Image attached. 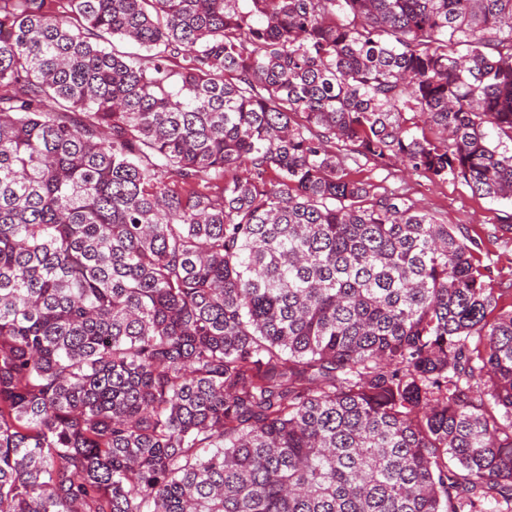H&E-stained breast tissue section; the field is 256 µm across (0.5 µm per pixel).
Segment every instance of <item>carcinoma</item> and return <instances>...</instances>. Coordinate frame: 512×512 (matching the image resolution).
Instances as JSON below:
<instances>
[{
    "mask_svg": "<svg viewBox=\"0 0 512 512\" xmlns=\"http://www.w3.org/2000/svg\"><path fill=\"white\" fill-rule=\"evenodd\" d=\"M505 140L512 0H0V512H512V311L346 164Z\"/></svg>",
    "mask_w": 512,
    "mask_h": 512,
    "instance_id": "obj_1",
    "label": "carcinoma"
}]
</instances>
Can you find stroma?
Listing matches in <instances>:
<instances>
[{
    "label": "stroma",
    "instance_id": "stroma-1",
    "mask_svg": "<svg viewBox=\"0 0 512 512\" xmlns=\"http://www.w3.org/2000/svg\"><path fill=\"white\" fill-rule=\"evenodd\" d=\"M359 178L395 189L413 198L453 227L457 236L476 241L474 256L484 268L485 281L497 299L498 311L512 310V202L494 201L474 194L463 182L431 180L394 162L386 166L352 167Z\"/></svg>",
    "mask_w": 512,
    "mask_h": 512
}]
</instances>
